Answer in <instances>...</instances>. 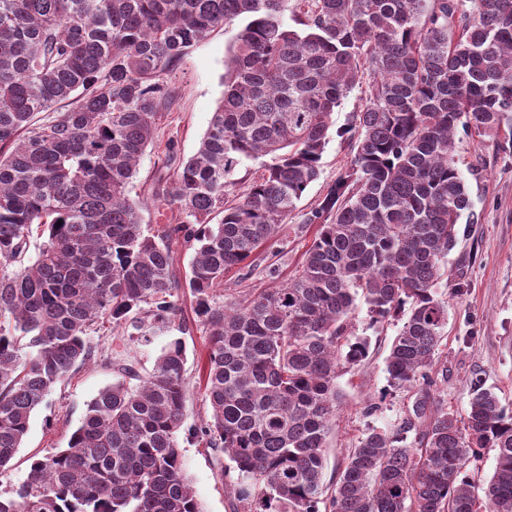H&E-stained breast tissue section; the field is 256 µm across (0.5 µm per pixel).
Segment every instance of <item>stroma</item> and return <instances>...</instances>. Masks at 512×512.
I'll return each mask as SVG.
<instances>
[{
    "label": "stroma",
    "instance_id": "obj_1",
    "mask_svg": "<svg viewBox=\"0 0 512 512\" xmlns=\"http://www.w3.org/2000/svg\"><path fill=\"white\" fill-rule=\"evenodd\" d=\"M235 33L232 27L214 31L190 47L166 76L173 94L160 112L153 141L129 188L130 197L141 202L143 222L151 230L179 220L177 209L165 205L156 194L159 180L171 173L166 148L174 146L181 159L197 151L224 92V63ZM364 89V84H356L335 112L321 177L305 191L279 241L272 247H260L252 256L250 267L230 274L225 287L217 288V295H224L229 288L244 295L256 288L270 287L265 268L273 262L280 268L281 280L293 276L313 237L311 230L303 228L302 215L322 200L350 160L352 145L338 131L351 121ZM456 158L467 176L475 223L460 224L458 243L448 255L452 280L461 284L462 293L448 299V335L440 356L441 365L448 369V380L441 384L440 394L448 409L464 413L470 381L479 373L486 387L512 409V156L499 150L495 138L461 134L456 138ZM355 332L369 339V355L357 366L343 369L337 379L343 404L325 450L323 481L328 486L335 482L341 463L358 438L368 429L390 427L410 403L404 392L384 398L379 395L386 385L385 358L396 333L395 325L371 328L367 312L362 309L357 314ZM178 337L185 342L187 356L184 423L187 428L208 418L210 407L201 370L208 337L202 328L184 335L173 328L143 343L113 335L111 323H103L92 336L102 352L101 358L76 369L34 411L22 447L9 470L0 475V493L10 494L24 481L33 456L66 447L88 402L115 379L108 356L126 352L139 374L145 376L152 372L167 343ZM186 428L178 434V447L203 512H232L226 487L236 480V471L227 469L223 455L208 448L200 438L188 435Z\"/></svg>",
    "mask_w": 512,
    "mask_h": 512
}]
</instances>
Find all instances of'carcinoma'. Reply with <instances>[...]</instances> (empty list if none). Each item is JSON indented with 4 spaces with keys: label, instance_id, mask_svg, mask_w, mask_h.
Listing matches in <instances>:
<instances>
[{
    "label": "carcinoma",
    "instance_id": "obj_1",
    "mask_svg": "<svg viewBox=\"0 0 512 512\" xmlns=\"http://www.w3.org/2000/svg\"><path fill=\"white\" fill-rule=\"evenodd\" d=\"M464 2L0 0V475L33 411L96 360L99 321L147 342L187 289L209 336L211 408L188 432L238 472L232 512H512V411L477 381L458 415L431 376L448 324L437 286L471 207L455 138L501 134L512 153V0ZM233 25L209 127L191 157L169 151L176 166L158 183L184 221L151 234L128 192L164 75ZM365 74L353 156L304 214L316 232L300 266L217 300L319 178L333 114ZM178 240L194 247L183 276ZM359 299L372 326L402 319L382 395L412 402L391 430L364 433L326 496L337 373L369 350L353 338ZM185 364L176 338L144 379L118 365L68 446L35 458L0 512H203L177 444Z\"/></svg>",
    "mask_w": 512,
    "mask_h": 512
}]
</instances>
